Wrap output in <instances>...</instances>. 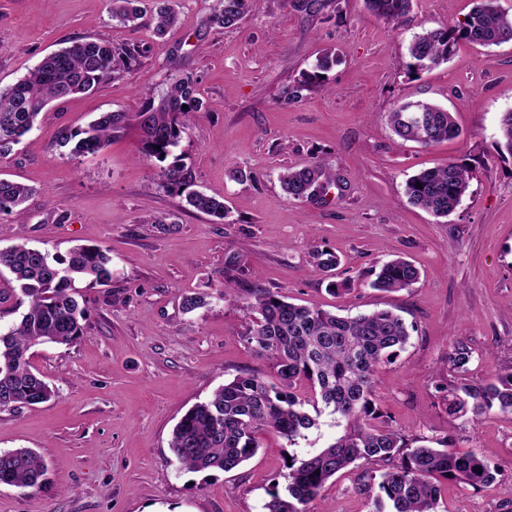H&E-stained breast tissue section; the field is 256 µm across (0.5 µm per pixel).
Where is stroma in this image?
Segmentation results:
<instances>
[{"instance_id": "35a3bbf8", "label": "stroma", "mask_w": 512, "mask_h": 512, "mask_svg": "<svg viewBox=\"0 0 512 512\" xmlns=\"http://www.w3.org/2000/svg\"><path fill=\"white\" fill-rule=\"evenodd\" d=\"M473 0H414L403 23L365 0H252L238 27L206 22L214 0H174L180 24L165 38L116 25L109 0H0V88L46 55L85 38L137 45L139 67L42 112L5 157L0 178L33 195L0 224V248L25 241L63 256L76 245L107 249L112 281L85 288L84 331L70 345L34 350L32 364L56 392L36 406L0 409V451L29 448L47 469L38 487L0 483V512H262L284 490L287 459L318 452L345 423L319 408L296 445L262 434L239 468L191 472L169 449L193 405L234 377L273 379V362L246 341L248 291L341 316L390 309L412 325L408 344L378 368L373 399L407 438L454 434L461 452L499 475L474 489L449 483L440 512H512V414L448 415V352L473 351L478 383L512 367V155L499 119L512 109V42L458 43L447 63L411 72L409 46L423 30L460 23ZM336 63L323 84L301 86L324 52ZM192 75L205 111L186 121L172 155L189 187L223 198L224 219L196 212L161 185L160 164L139 156L129 128L94 156L71 155L60 135L103 112H133ZM421 100L452 112L459 137L432 146L400 140L387 115ZM319 160L336 176L321 196L289 199L282 168ZM454 161L470 173L461 205L438 218L412 205L411 176ZM334 253L323 271L312 253ZM420 270L412 288H371L393 256ZM239 290L224 296L226 280ZM345 283L341 294L330 282ZM205 293L186 314L182 297ZM354 468L328 484L315 508L369 512Z\"/></svg>"}]
</instances>
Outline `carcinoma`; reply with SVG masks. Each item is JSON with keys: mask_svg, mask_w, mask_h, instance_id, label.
<instances>
[{"mask_svg": "<svg viewBox=\"0 0 512 512\" xmlns=\"http://www.w3.org/2000/svg\"><path fill=\"white\" fill-rule=\"evenodd\" d=\"M171 0H157L154 33L165 36L176 24ZM140 0H112V20L127 25L141 18ZM251 0H216L208 24L226 29L240 24ZM369 9L399 24L411 12L413 0H366ZM460 41L479 47L512 41V14L498 0H477L463 22L428 29L409 46L410 68L418 71L448 62ZM137 46L115 49L102 39H84L48 54L17 82L0 89V157L30 133L44 108L71 96L94 90L103 82L140 65ZM197 81L173 79L158 103L138 112H103L84 128L66 133L63 143L75 155L99 153L128 126L141 133V156L160 162L171 155L187 117L201 109ZM393 132L403 141L425 146L459 135L448 110L421 101L406 102L389 113ZM504 149L512 155V110L501 115ZM162 185L186 193L194 210L223 219L224 201L201 191L187 190L184 170L172 162L160 171ZM334 174L315 160L289 167L279 174L288 197L311 202L334 182ZM467 170L448 161L410 177V202L446 217L469 190ZM28 186L0 178V216L10 215L30 196ZM0 268L18 284L27 311L19 323L0 332V394L12 399L0 409L47 403L55 390L31 365V350L46 344L70 345L80 338L87 318L81 283L103 285L112 280L111 258L97 246L79 245L65 256H55L25 243L0 249ZM419 279L418 269L399 257L379 267L371 286L396 292ZM248 308L257 314L247 329L249 344L274 360L277 383L244 374L216 389L207 400L191 407L176 424L170 448L181 469L230 472L253 457L260 435L272 433L289 445L317 425L304 407L324 404L346 422L342 435L326 448L302 458H291L285 492L268 493L263 512H314L311 504L340 471L363 468L357 491L373 504L369 512H437L442 483L452 481L472 488L493 483L497 470L474 452L453 449L448 434L435 446L418 444L384 419L372 400L375 373L404 349L410 332L402 317L381 309L354 317L298 305L264 288L250 293ZM473 351L456 342L448 364L458 382L448 387V414L455 419H478L497 409L512 413V371L500 372L480 384L466 374ZM306 384L310 396L294 389ZM45 461L29 448L0 451V483L35 487Z\"/></svg>", "mask_w": 512, "mask_h": 512, "instance_id": "cac0c4a2", "label": "carcinoma"}]
</instances>
